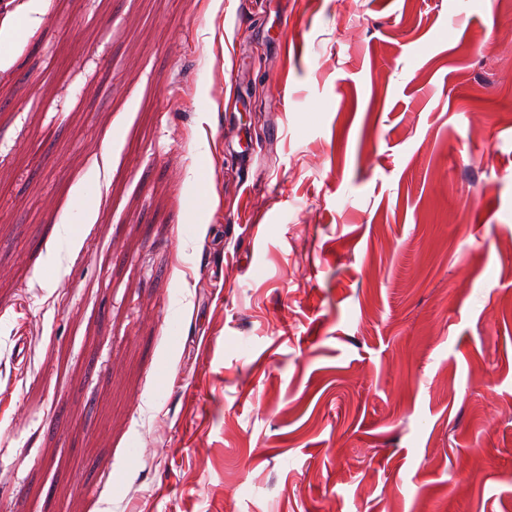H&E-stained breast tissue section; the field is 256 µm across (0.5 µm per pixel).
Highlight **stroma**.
Returning <instances> with one entry per match:
<instances>
[{
    "label": "stroma",
    "mask_w": 512,
    "mask_h": 512,
    "mask_svg": "<svg viewBox=\"0 0 512 512\" xmlns=\"http://www.w3.org/2000/svg\"><path fill=\"white\" fill-rule=\"evenodd\" d=\"M21 2L0 512H512V9Z\"/></svg>",
    "instance_id": "1"
}]
</instances>
